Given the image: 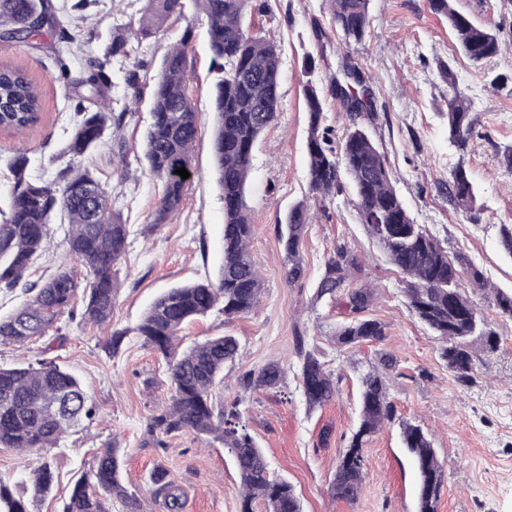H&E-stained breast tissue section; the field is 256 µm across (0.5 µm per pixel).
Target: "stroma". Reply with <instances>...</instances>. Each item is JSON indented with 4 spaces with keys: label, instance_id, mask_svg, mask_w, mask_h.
Instances as JSON below:
<instances>
[{
    "label": "stroma",
    "instance_id": "35a3bbf8",
    "mask_svg": "<svg viewBox=\"0 0 512 512\" xmlns=\"http://www.w3.org/2000/svg\"><path fill=\"white\" fill-rule=\"evenodd\" d=\"M267 13L255 16L254 30L279 46L281 103L275 124L258 142L246 199L253 225L250 249L260 266L263 290L255 311L225 319L211 312L189 323L183 346L211 336L232 335L239 342L235 365L224 369L214 402L238 403L242 421L261 448L270 472L293 485L303 512H417L416 474L400 441V421L428 431L444 472L437 512H512V317L497 306V292L512 293V257L500 244V227L512 222V171L500 160L512 147V0H453V7L496 31L505 50L481 65L456 49L444 14L429 0H370L366 40L341 53L326 0H268ZM143 0H98L84 12L80 29L92 31V47L103 53L115 26L138 18ZM189 36L194 101L201 128L192 151L194 173L184 205L170 223L154 228L150 215L159 184L140 162L150 122L141 103L129 120L123 143L105 141L85 160L112 193L130 234L119 267L112 327L125 331L118 354L105 350L108 338L92 325L61 317L64 336L25 346L0 344V365L55 362L76 375L98 408L95 420L72 428L48 454L54 470L50 493L30 499L31 512H63L70 490L88 472L100 449L119 448L129 489L138 491L148 512H167L163 495L150 480L164 468L181 494L182 512H240L239 476L222 443L208 444L192 434L165 437L156 445L145 432L148 418L169 404L172 388L164 360L134 332L142 314L166 289L197 280L215 281L224 261V202L212 175L214 114L209 94L210 53L203 24L182 19L161 36L149 38L148 72H155L168 47ZM50 30L30 45L0 41V64L22 67L41 91L40 123L25 135L0 130V207L11 190L7 163L20 146L30 148L34 166L59 168L57 156L73 126L78 89L55 78ZM315 71H303L306 56ZM352 56L368 76L374 117H360L384 153L392 184L415 223L448 251L479 269L487 288L461 277L460 287L479 308L495 348L475 342L472 380L457 383L438 354L433 334L408 310L401 274L361 223L350 185L318 210L300 241L298 259L305 274L290 282L276 226L288 209L309 192L306 140L308 119L303 88L308 79L328 82L341 75ZM498 74L508 80L492 87ZM472 101L474 127L466 150L448 141L449 83ZM464 165L477 188V205L462 213L446 190L448 174ZM345 246L357 265L352 286L370 288L367 314L386 325L380 343L338 347L335 327L348 320L343 300L317 299L316 285L332 249ZM69 269L85 282L86 269L74 258L67 227L51 226V244L36 261L29 281H45ZM308 350L340 375L335 398L309 408L302 393L300 352ZM397 364L386 375L398 420L367 437L362 451L364 480L355 501L337 499L331 483L339 457L359 426L360 376L377 365L380 352ZM279 362V384L246 391L239 375Z\"/></svg>",
    "mask_w": 512,
    "mask_h": 512
}]
</instances>
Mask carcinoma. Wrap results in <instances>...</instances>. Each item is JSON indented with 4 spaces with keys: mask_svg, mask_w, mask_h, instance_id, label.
I'll return each mask as SVG.
<instances>
[{
    "mask_svg": "<svg viewBox=\"0 0 512 512\" xmlns=\"http://www.w3.org/2000/svg\"><path fill=\"white\" fill-rule=\"evenodd\" d=\"M93 0H0V40L28 45L49 28L56 39V79L76 83L89 96L77 98L74 126L64 153L82 158L104 142L106 133L123 140L121 132L127 116L141 100L139 71L146 63L139 59L143 42L166 31L173 16L190 11L206 26L211 55L214 173L224 201V264L218 283L197 282L164 291L150 305L135 328L145 343L167 364L173 389L169 405L147 421V435L156 444L162 437L193 433L212 437L231 450L240 477V512H302L293 486L271 475L261 448L246 425L241 423L238 403L216 405L212 389L224 382V367L235 362L239 343L230 335L215 336L180 349L178 333L191 320L215 309L231 319L254 311L259 303L262 282L257 262L248 247L253 224L248 216L245 193L252 169L255 147L265 130L277 119L280 109L281 51L254 32L252 19L263 13L267 0H144L137 21L112 30V42L103 56L86 50L77 41L64 18L82 11ZM370 0H328L329 12L343 44L362 42L370 26ZM432 9L448 18L457 50L475 64L501 51L498 35L490 28L474 24L451 7V0H430ZM82 54L84 67L79 77H71L69 60ZM189 39L174 44L162 57L149 101L151 120L143 137L141 160L161 184L159 200L150 223H168L184 204L188 180L175 173L192 171V147L200 130V113L194 102L188 73ZM120 63L117 72L131 95L108 99L107 68ZM352 85L330 80V95L354 120L337 140L325 125L326 99L313 81L306 87L308 112V176L314 201H324L341 188V172L348 175L361 223L369 236L403 275L407 307L439 341V357L464 384L473 370V340L482 339L489 348L497 344L495 335L477 306L461 288L460 258H450L439 241L414 222L391 183L384 155L355 119L371 111L372 93L351 91ZM41 94L25 71L0 65V128L24 134L41 120ZM91 101L94 108L85 105ZM470 101L456 88L448 74V135L460 149L466 148L472 132ZM13 184L7 210H0V291L14 290L45 248L52 214L67 220V236L72 255L87 269L85 288L68 270H61L42 286L26 284L28 295L5 316L0 315V343L24 344L48 335L63 315L74 316V301L82 295L81 321L97 326L110 324L116 303L117 265L127 246L128 225L112 207L110 194L87 167L68 165L48 176L31 167L28 153L20 150L8 162ZM448 196L469 211L477 202L475 185L466 168L459 164L448 175ZM311 223L309 207L300 202L289 209L278 225L279 241L288 262L287 280L303 275L296 259L301 238ZM356 258L342 246L333 249L317 285V298H346L352 319L334 331L336 345L357 347L381 341L384 323L364 316L371 301L370 289L347 285ZM300 378L307 404L321 407L334 399L336 377L324 362L300 350ZM396 366L393 355L383 352L379 365L361 377L362 420L342 453L331 484L334 495L353 502L364 478L361 448L364 438L383 424L395 420L389 400L387 371ZM277 362L243 372L239 383L248 390L276 386L282 377ZM97 406L81 381L54 362L35 367L21 364L0 367V448L32 452L54 448L68 429L81 420H93ZM403 448L418 474L417 512H437L443 488V470L433 441L421 426L400 423ZM54 472L44 460L33 472L34 495L46 494ZM151 481L165 495L170 512L182 509L181 495L167 472L156 469ZM125 512H146L143 500L126 486L119 449L107 447L89 472L74 485L64 512H111L112 500ZM0 512H30L28 501L0 482Z\"/></svg>",
    "mask_w": 512,
    "mask_h": 512,
    "instance_id": "carcinoma-1",
    "label": "carcinoma"
}]
</instances>
